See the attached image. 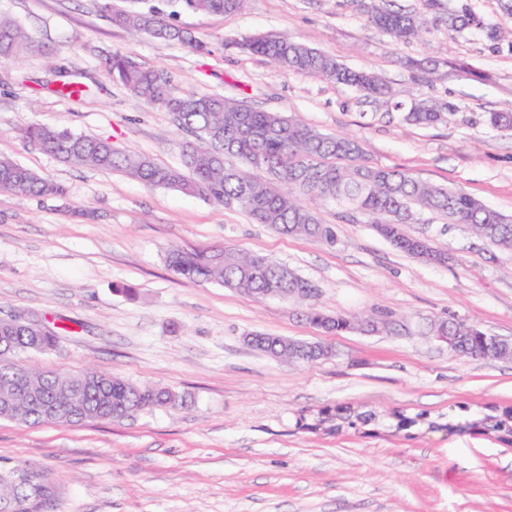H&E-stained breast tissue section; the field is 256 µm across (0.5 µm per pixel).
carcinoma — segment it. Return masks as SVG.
I'll return each instance as SVG.
<instances>
[{
  "mask_svg": "<svg viewBox=\"0 0 512 512\" xmlns=\"http://www.w3.org/2000/svg\"><path fill=\"white\" fill-rule=\"evenodd\" d=\"M194 13L234 14L247 8L249 0H178ZM439 0H423L413 11L394 10L379 0H358L365 22L401 42L421 41L433 26L443 23L450 32L481 31L494 49L504 41L512 48V34H504L467 7L450 9L430 17L429 10ZM103 17L114 27L146 34L162 41L179 42L198 54L209 53L208 45L168 20L157 8L126 10L101 0ZM242 51L268 59L279 68L304 74L323 82L351 85L363 97L385 98L389 87L377 74L353 70L324 52L299 42L270 36H254L235 42ZM31 47L20 24L0 15V61L19 58ZM102 66L112 82L148 105L170 112L178 128L191 134L180 144V163L162 166L132 152L117 151L112 142L96 136L73 133L65 128L30 125L23 139L73 167L120 172L151 188H169L202 197L226 207L244 210L258 224H265L288 236L317 237L336 242L332 225L322 222L317 205L333 201L337 217H368L384 224L385 239L401 251L419 256L423 237L406 234L404 226L430 213L450 224H466L479 239L512 251V217L485 207L461 189H451L421 181L404 170L373 165L364 159L361 143L349 136L321 133L301 120L277 112L256 109L243 101L219 95L176 94L170 80L159 70L141 66L120 53L102 58ZM58 91L80 96L86 89L70 80V73L55 69ZM406 120L431 126L442 120L439 109L416 104ZM487 123L494 129L512 131V112H489ZM236 159L240 165L230 163ZM0 191L18 197H63L66 187L43 177L13 160L0 158ZM175 275L195 280L215 281L256 302L272 295L301 303L302 315L330 334L360 330L370 325L376 333L394 330L396 322L375 316L328 315L317 305L318 290L312 282L285 265L257 252L231 246L184 251L172 248L166 256ZM433 336L448 337V348L462 358L512 359V341L490 336L463 320H440L430 325ZM253 348L274 358L309 364L329 356L315 343L297 348L288 338L254 334ZM15 369L0 361V416L15 418L20 410L25 425L50 422L42 402L13 406ZM80 376L32 369L25 385L49 399L54 390ZM111 385L103 392L76 397L86 409L80 421H112L156 407H176L183 397L168 388L140 385L110 373ZM484 427L512 442V409L482 419ZM38 474L43 488L27 494L16 483L23 474ZM57 486L48 471L35 463L0 466V512H52Z\"/></svg>",
  "mask_w": 512,
  "mask_h": 512,
  "instance_id": "obj_1",
  "label": "carcinoma"
}]
</instances>
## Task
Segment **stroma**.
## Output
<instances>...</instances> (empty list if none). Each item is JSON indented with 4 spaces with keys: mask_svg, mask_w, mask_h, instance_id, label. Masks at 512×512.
<instances>
[{
    "mask_svg": "<svg viewBox=\"0 0 512 512\" xmlns=\"http://www.w3.org/2000/svg\"><path fill=\"white\" fill-rule=\"evenodd\" d=\"M210 48L201 56L108 24L99 0H0L33 50L0 63V156L64 184L62 198L0 192V317L48 325V370L88 367L166 387L186 401L75 426L0 418V463L35 462L60 484L54 512H512V444L485 430L512 407V360L462 359L428 330L461 319L512 340V252L432 214L406 225L452 255L430 265L392 246L367 219L318 212L336 243L286 236L178 190L115 172L68 166L25 144L32 124L110 139L175 166L186 133L170 113L116 85L98 52L163 71L175 91L219 94L299 116L325 134L362 140L367 160L464 190L512 217V51L476 30L435 27L429 45L398 42L366 24L356 0H251L240 14L187 13L151 0ZM266 34L379 73L390 102L351 86L287 73L235 43ZM432 51L434 72L407 58ZM85 85L80 98L47 90L52 66ZM442 122L407 124L412 99ZM235 244L288 265L319 290L330 315L383 313L398 332L328 335L292 300L256 303L165 266L172 246ZM251 333L322 343L329 358L289 363L256 350Z\"/></svg>",
    "mask_w": 512,
    "mask_h": 512,
    "instance_id": "obj_1",
    "label": "stroma"
}]
</instances>
